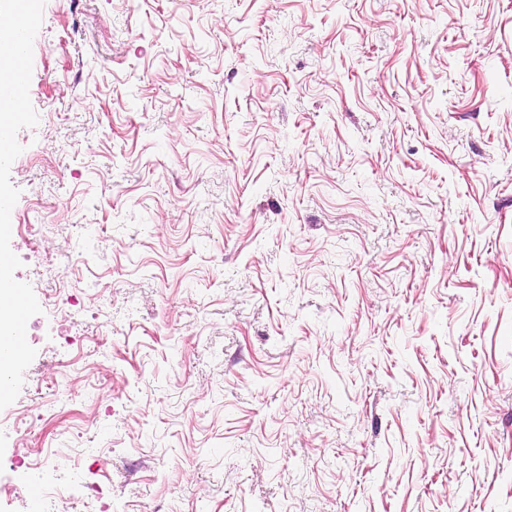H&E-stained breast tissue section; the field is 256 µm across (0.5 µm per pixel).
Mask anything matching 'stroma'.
<instances>
[{
  "label": "stroma",
  "instance_id": "stroma-1",
  "mask_svg": "<svg viewBox=\"0 0 512 512\" xmlns=\"http://www.w3.org/2000/svg\"><path fill=\"white\" fill-rule=\"evenodd\" d=\"M29 96L0 512H512V0H46Z\"/></svg>",
  "mask_w": 512,
  "mask_h": 512
}]
</instances>
